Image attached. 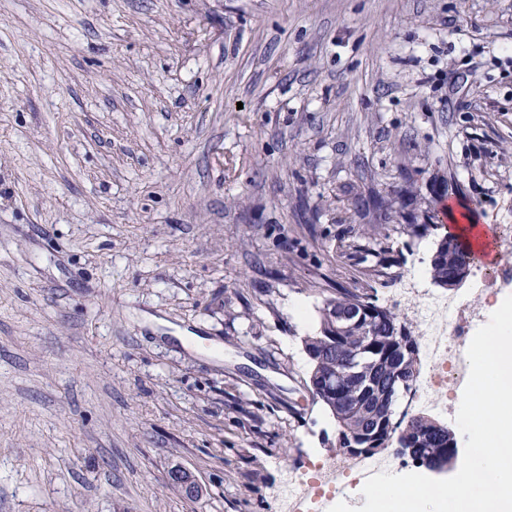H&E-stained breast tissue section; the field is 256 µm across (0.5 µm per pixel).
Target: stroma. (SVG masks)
<instances>
[{
	"mask_svg": "<svg viewBox=\"0 0 512 512\" xmlns=\"http://www.w3.org/2000/svg\"><path fill=\"white\" fill-rule=\"evenodd\" d=\"M510 45L512 0H0V512H288L319 307L458 296L434 203L512 223ZM169 480L178 487L181 492L190 499H196L202 492L194 476L186 470L174 469L169 473Z\"/></svg>",
	"mask_w": 512,
	"mask_h": 512,
	"instance_id": "obj_1",
	"label": "stroma"
}]
</instances>
